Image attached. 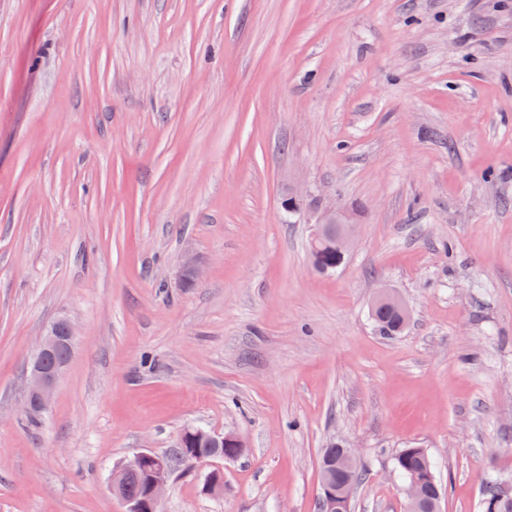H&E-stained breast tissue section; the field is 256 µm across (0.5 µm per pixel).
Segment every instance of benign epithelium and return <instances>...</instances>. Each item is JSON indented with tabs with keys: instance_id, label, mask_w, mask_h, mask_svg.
I'll use <instances>...</instances> for the list:
<instances>
[{
	"instance_id": "benign-epithelium-1",
	"label": "benign epithelium",
	"mask_w": 512,
	"mask_h": 512,
	"mask_svg": "<svg viewBox=\"0 0 512 512\" xmlns=\"http://www.w3.org/2000/svg\"><path fill=\"white\" fill-rule=\"evenodd\" d=\"M353 241L354 225L345 223L341 214L332 211L314 225L310 248L315 253L320 246L330 244L333 251L344 256L349 252ZM380 305L396 308L404 321H409L408 307L392 290L381 288L377 291L370 306L375 308ZM74 340L75 329L69 319L60 318L48 327L30 363L25 412L43 411L48 407L56 385L68 367ZM201 438L209 440L217 448L224 447L226 442L243 448L242 440L233 432L220 435L198 425L186 426L179 435L172 456H159L143 451L112 470L110 488L112 494L125 504V512H161L158 505L169 483L172 461L177 460L191 469L209 462L208 457L191 451L190 442ZM145 461L152 464L148 494L140 500L132 499L126 495V487L129 482L140 477L142 463ZM357 461L355 449L349 447L341 449L338 457L325 459L319 496V508L324 512H332L336 508V471L345 472L356 465ZM401 490L407 500V512H419L422 506L420 484L413 480L405 481L401 484Z\"/></svg>"
}]
</instances>
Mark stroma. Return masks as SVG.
<instances>
[{"label":"stroma","instance_id":"obj_1","mask_svg":"<svg viewBox=\"0 0 512 512\" xmlns=\"http://www.w3.org/2000/svg\"><path fill=\"white\" fill-rule=\"evenodd\" d=\"M332 209L357 237L323 273ZM188 425L244 451L161 512H318L332 441L353 512H405L413 443L441 512L512 479V0H0V512H124L113 467ZM380 305H389L396 308L402 315L405 324L410 319V311L403 299L390 289L381 288L373 296L370 306L375 308ZM371 319L380 333L392 336L404 329L400 327L397 313L389 307H378L370 310ZM74 340V325L67 318L56 320L46 330L30 363L26 413L44 411L50 404L56 385L68 367ZM61 347L66 348L68 355L56 358L55 354ZM329 453L332 456H339L337 458H327L323 463V474L321 475L320 481V496H319V508L323 511L331 512L336 508V480L347 483L348 486L354 488L363 480V472L357 465L355 468L350 470L349 476L343 474H336V470L345 472L354 465L357 464L358 458L354 448H341L336 443L334 448H324L323 453ZM392 466L401 481L412 478L424 480L423 499L426 507L421 512H437L442 486L436 475L435 463L427 449L420 446L400 448L393 455ZM433 505H436V511H431Z\"/></svg>","mask_w":512,"mask_h":512}]
</instances>
